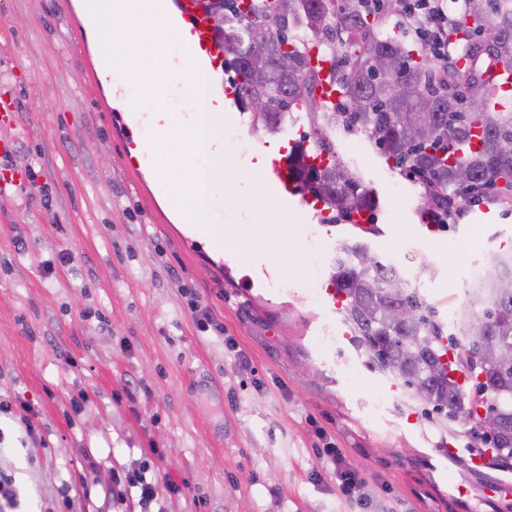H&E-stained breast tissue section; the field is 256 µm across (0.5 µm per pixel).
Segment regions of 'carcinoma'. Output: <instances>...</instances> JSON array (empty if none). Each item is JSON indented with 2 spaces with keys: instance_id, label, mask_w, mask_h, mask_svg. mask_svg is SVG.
I'll list each match as a JSON object with an SVG mask.
<instances>
[{
  "instance_id": "1",
  "label": "carcinoma",
  "mask_w": 512,
  "mask_h": 512,
  "mask_svg": "<svg viewBox=\"0 0 512 512\" xmlns=\"http://www.w3.org/2000/svg\"><path fill=\"white\" fill-rule=\"evenodd\" d=\"M207 13L223 17L215 35L226 44L235 34L232 49H224V65L235 72L238 97L244 107L259 94L270 99L266 112L252 113L253 122L275 129L297 103L309 109L317 129L313 151L336 154L331 134L341 128L365 134L388 162H394L418 184L432 213L442 198L448 208L488 200L512 204V93L495 92L499 65L512 72V0H451L448 12V59L444 73L436 72L422 57L418 42L387 36L363 15V0H252L242 10L240 0H205ZM267 40V55L253 63L244 55L255 35ZM295 65L288 74L278 66L283 44ZM325 47L334 59L331 79L344 109L315 97L321 83L311 66L313 46ZM414 88L403 98L390 80ZM477 88L482 112L468 110L462 87ZM414 110L415 128L397 120L400 112ZM298 187L340 216L370 211L375 199L356 173L339 158L323 169L309 167L304 153L291 156ZM470 183L460 184L459 171ZM333 279L346 299L345 318L354 326L361 346L385 371L397 374L414 393L428 388L433 410L449 417H472L481 406L497 419L487 432L492 447L512 457V368L500 367L483 353L494 338L512 347V252L497 256L486 278L461 317L467 345L458 361L446 364L440 356V326L426 310L417 291L408 289L398 268L372 258L359 243L341 246ZM400 303L414 308L403 322L391 318ZM459 365L475 382L477 400L465 403V394L452 373Z\"/></svg>"
}]
</instances>
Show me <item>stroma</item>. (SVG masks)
<instances>
[{
	"label": "stroma",
	"instance_id": "obj_1",
	"mask_svg": "<svg viewBox=\"0 0 512 512\" xmlns=\"http://www.w3.org/2000/svg\"><path fill=\"white\" fill-rule=\"evenodd\" d=\"M93 64L73 0H0V139L12 144L0 155V402L30 404L46 440L0 412L13 512H112V466L151 444L163 451L146 456L151 470L185 486L167 512H512V491L491 489L512 482V459L471 464L478 422L443 419L405 388L388 394L361 346L320 352L308 331L334 252L358 241L463 342L448 313L470 296L472 251L490 263L512 250V206L470 204L434 224L411 178L372 143L352 154L355 134L337 131L382 236L300 206L275 252L289 260L282 291L241 303L238 262L220 277L202 246H174L151 181L126 172L122 113L102 107ZM192 296L223 336L197 330ZM450 445L457 455L439 456ZM330 446L362 479L351 497L319 467ZM92 461L86 490L75 475Z\"/></svg>",
	"mask_w": 512,
	"mask_h": 512
}]
</instances>
